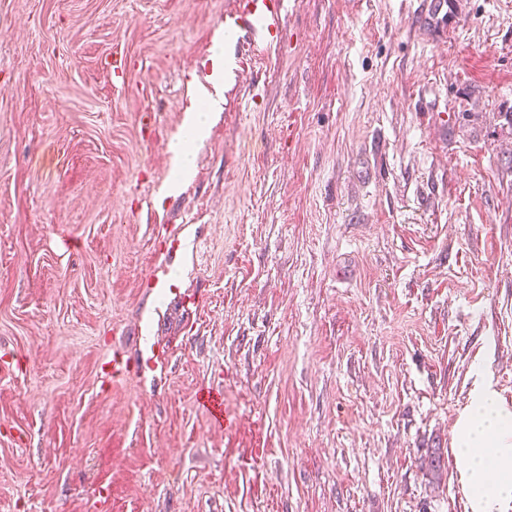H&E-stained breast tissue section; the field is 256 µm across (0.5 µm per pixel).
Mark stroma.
I'll list each match as a JSON object with an SVG mask.
<instances>
[{
	"instance_id": "1",
	"label": "stroma",
	"mask_w": 512,
	"mask_h": 512,
	"mask_svg": "<svg viewBox=\"0 0 512 512\" xmlns=\"http://www.w3.org/2000/svg\"><path fill=\"white\" fill-rule=\"evenodd\" d=\"M447 2L289 0L181 180L236 0H0V512H470L455 424L485 381L512 408V0ZM196 401L207 412L212 427L226 430L231 426L230 420L224 415V396L220 390L202 387L196 393Z\"/></svg>"
}]
</instances>
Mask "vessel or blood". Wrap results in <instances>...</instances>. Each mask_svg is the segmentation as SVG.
I'll use <instances>...</instances> for the list:
<instances>
[{"instance_id":"vessel-or-blood-1","label":"vessel or blood","mask_w":512,"mask_h":512,"mask_svg":"<svg viewBox=\"0 0 512 512\" xmlns=\"http://www.w3.org/2000/svg\"><path fill=\"white\" fill-rule=\"evenodd\" d=\"M285 0H238L237 10L226 15L224 24L234 31L239 41L258 50L277 46L283 29L282 14ZM198 405L204 409L212 427L226 429L231 425L224 413V396L213 387L200 388Z\"/></svg>"}]
</instances>
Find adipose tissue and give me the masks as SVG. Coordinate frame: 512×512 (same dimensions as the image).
Returning a JSON list of instances; mask_svg holds the SVG:
<instances>
[{"instance_id":"adipose-tissue-1","label":"adipose tissue","mask_w":512,"mask_h":512,"mask_svg":"<svg viewBox=\"0 0 512 512\" xmlns=\"http://www.w3.org/2000/svg\"><path fill=\"white\" fill-rule=\"evenodd\" d=\"M460 475L471 512H512V409L481 387L455 426Z\"/></svg>"}]
</instances>
